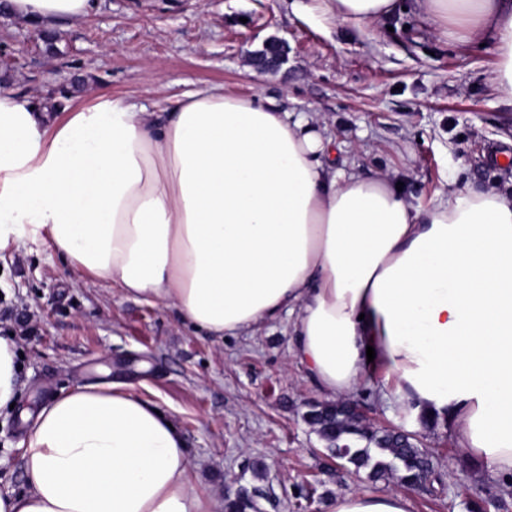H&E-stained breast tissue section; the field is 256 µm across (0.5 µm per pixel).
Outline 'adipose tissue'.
I'll list each match as a JSON object with an SVG mask.
<instances>
[{"instance_id": "ef3b65f1", "label": "adipose tissue", "mask_w": 512, "mask_h": 512, "mask_svg": "<svg viewBox=\"0 0 512 512\" xmlns=\"http://www.w3.org/2000/svg\"><path fill=\"white\" fill-rule=\"evenodd\" d=\"M397 0H323L357 26ZM435 35L492 46L512 96V0H414ZM92 0H0V21L49 32ZM327 127L216 87L163 112L99 95L63 117L0 87V250L43 235L76 273L178 311L215 338L291 314L322 397L368 377L405 415L452 428L473 466L512 484V188L450 183L430 207L393 173L337 167ZM374 358H367V348ZM19 354L0 336V409ZM27 487L0 512H214L176 423L125 384L40 407ZM332 512H409L397 491L345 492Z\"/></svg>"}]
</instances>
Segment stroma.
Returning a JSON list of instances; mask_svg holds the SVG:
<instances>
[{"label":"stroma","instance_id":"35a3bbf8","mask_svg":"<svg viewBox=\"0 0 512 512\" xmlns=\"http://www.w3.org/2000/svg\"><path fill=\"white\" fill-rule=\"evenodd\" d=\"M371 26L337 23L321 0H95L90 14L62 24L53 46L20 23H0V51L15 96L56 100L71 76L84 100L108 93L159 112L185 93L221 86L255 92L291 112L323 119L337 164L398 173L407 196L427 206L448 183L511 186L512 98L494 93L493 50L444 42L411 0ZM288 43L274 74L248 68L269 37ZM21 356L15 410L0 412V491L27 480L18 412L77 385L126 383L180 428L201 483L224 500L240 482L261 487L259 512H331L337 494L395 489L326 457L305 423L321 395L290 352L287 319L218 340L175 310L79 277L48 240L0 252V336ZM372 377L355 393L367 423L405 425L439 459L440 484L408 491L410 512H512V489L476 474L450 428L426 426L381 397Z\"/></svg>","mask_w":512,"mask_h":512}]
</instances>
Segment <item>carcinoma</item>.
I'll list each match as a JSON object with an SVG mask.
<instances>
[{
    "label": "carcinoma",
    "mask_w": 512,
    "mask_h": 512,
    "mask_svg": "<svg viewBox=\"0 0 512 512\" xmlns=\"http://www.w3.org/2000/svg\"><path fill=\"white\" fill-rule=\"evenodd\" d=\"M304 419L324 441L331 459L341 460L364 471L373 481L393 478L401 486L413 488L430 481L436 474L433 456L414 438L391 428L380 429L363 421L351 401L315 402ZM262 488L242 485L225 500V512H254Z\"/></svg>",
    "instance_id": "1"
}]
</instances>
